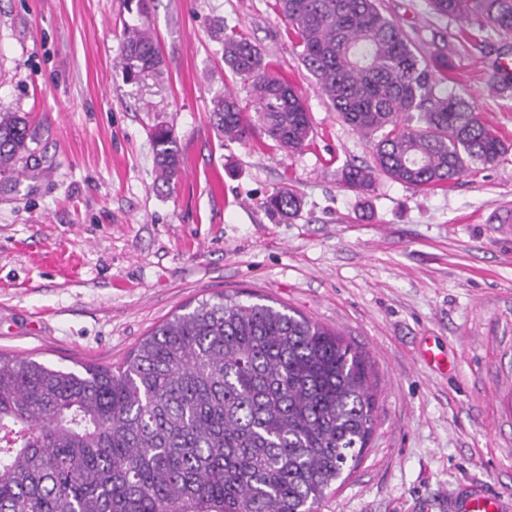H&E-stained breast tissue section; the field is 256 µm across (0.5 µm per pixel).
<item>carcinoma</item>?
I'll return each mask as SVG.
<instances>
[{"label": "carcinoma", "instance_id": "1", "mask_svg": "<svg viewBox=\"0 0 512 512\" xmlns=\"http://www.w3.org/2000/svg\"><path fill=\"white\" fill-rule=\"evenodd\" d=\"M439 20H477L512 34V0H427ZM304 67L372 150L342 180L365 193L387 177L443 187L505 153L471 104L448 90L445 37L424 51L376 0H275ZM224 62L247 85L281 149L305 147L311 119L296 86L261 48L224 34ZM160 53L146 23L123 34L127 79L152 75ZM212 119L229 141L251 121L228 92ZM29 123L0 115V176L19 174ZM157 179L181 170L173 129L154 133ZM284 217L301 198L266 201ZM371 367L340 334L283 305L222 294L176 313L117 366L52 368L0 358V512H314L373 436Z\"/></svg>", "mask_w": 512, "mask_h": 512}]
</instances>
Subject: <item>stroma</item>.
<instances>
[{
    "mask_svg": "<svg viewBox=\"0 0 512 512\" xmlns=\"http://www.w3.org/2000/svg\"><path fill=\"white\" fill-rule=\"evenodd\" d=\"M275 0H147L162 66L127 81L128 0H0V113L29 120L20 177L0 179V356L54 368L121 362L155 325L221 293L286 305L368 357L378 420L360 464L317 512H448L459 490L512 508V91L489 79L512 36L456 38L425 0H380L420 46L448 34L453 89L507 147L448 188L386 178L357 195L369 159L303 66ZM259 46L304 95L313 139L285 152L255 129L228 142L213 101L247 87L218 28ZM172 127L181 173L157 183L152 134ZM295 191L300 213L265 207ZM443 354L447 371L427 364Z\"/></svg>",
    "mask_w": 512,
    "mask_h": 512,
    "instance_id": "35a3bbf8",
    "label": "stroma"
}]
</instances>
